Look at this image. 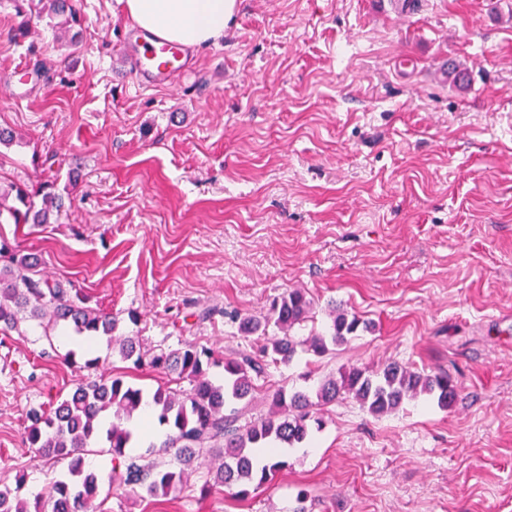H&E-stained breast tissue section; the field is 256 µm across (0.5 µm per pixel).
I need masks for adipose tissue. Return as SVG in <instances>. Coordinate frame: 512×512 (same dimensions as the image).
<instances>
[{
    "instance_id": "ef3b65f1",
    "label": "adipose tissue",
    "mask_w": 512,
    "mask_h": 512,
    "mask_svg": "<svg viewBox=\"0 0 512 512\" xmlns=\"http://www.w3.org/2000/svg\"><path fill=\"white\" fill-rule=\"evenodd\" d=\"M139 28L186 47L220 40L237 0H117Z\"/></svg>"
}]
</instances>
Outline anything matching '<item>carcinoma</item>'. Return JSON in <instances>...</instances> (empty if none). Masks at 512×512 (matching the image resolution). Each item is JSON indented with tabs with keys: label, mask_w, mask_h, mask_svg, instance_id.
Returning <instances> with one entry per match:
<instances>
[{
	"label": "carcinoma",
	"mask_w": 512,
	"mask_h": 512,
	"mask_svg": "<svg viewBox=\"0 0 512 512\" xmlns=\"http://www.w3.org/2000/svg\"><path fill=\"white\" fill-rule=\"evenodd\" d=\"M55 15L77 21L74 0H50ZM44 183L35 189L13 185L0 190V223L49 224L58 220L62 198ZM313 303L306 292L290 290L277 298L266 315L233 316L237 331L264 338L261 358L240 355L224 359V377L210 369L219 365L212 352L192 344L149 355L140 337L115 335L120 319L103 309L85 305V298L69 281L52 280L41 260L6 240L0 241V331L23 333L21 325L35 321L50 340L54 334H74L77 349L68 362L88 371L99 369L102 359L91 357V345L103 340L109 353L137 369L147 367L167 378L148 392L120 377H88L56 402L49 411L33 409L26 438L41 458L66 460L67 467L52 480L45 495L28 499L27 475L15 487L0 489V512H103L99 499L104 484L116 481L150 496L167 494L180 485L193 459L209 458L215 483L246 497L248 487L270 483L288 461L277 459L283 448H300L322 430L327 408L350 398L370 415L394 413L405 401L425 396L447 409L458 398V387L448 372L427 373L391 361L376 370L352 366L321 380L316 387H280L266 394L267 413L253 419L245 414L257 398L256 379L265 367L289 365L299 354L323 356L355 335L363 322L334 306L327 330L307 337L293 330L310 318ZM273 335H268V331ZM81 358L79 364L76 358ZM188 382L189 387L181 386ZM145 406L152 419L167 430L162 452L170 460L152 457L153 451L133 455L129 423ZM112 455V473L87 467L83 452L90 445Z\"/></svg>",
	"instance_id": "1"
}]
</instances>
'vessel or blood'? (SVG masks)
Masks as SVG:
<instances>
[{"instance_id": "vessel-or-blood-1", "label": "vessel or blood", "mask_w": 512, "mask_h": 512, "mask_svg": "<svg viewBox=\"0 0 512 512\" xmlns=\"http://www.w3.org/2000/svg\"><path fill=\"white\" fill-rule=\"evenodd\" d=\"M126 41L132 82L139 89L171 87L188 74L178 45L142 30L128 34Z\"/></svg>"}]
</instances>
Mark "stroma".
<instances>
[{
	"mask_svg": "<svg viewBox=\"0 0 512 512\" xmlns=\"http://www.w3.org/2000/svg\"><path fill=\"white\" fill-rule=\"evenodd\" d=\"M81 46L59 18L0 0V185L52 180L54 224H0L144 348L192 343L259 355L238 312L264 316L291 289L314 301L301 336L338 305L368 323L334 353L298 355L262 391L397 360L445 370L459 397L375 417L351 400L288 453L273 482L237 498L208 465L149 497L113 487L106 512H512V0H241L223 39L195 50L177 87L139 91L122 65L131 21L116 0H75ZM417 61L397 71L394 58ZM456 60L459 88L437 74ZM38 78L13 98L6 78ZM217 307L202 322L197 307ZM138 323H131L129 313ZM0 332V487L58 469L26 441L83 373L71 341Z\"/></svg>",
	"mask_w": 512,
	"mask_h": 512,
	"instance_id": "35a3bbf8",
	"label": "stroma"
}]
</instances>
